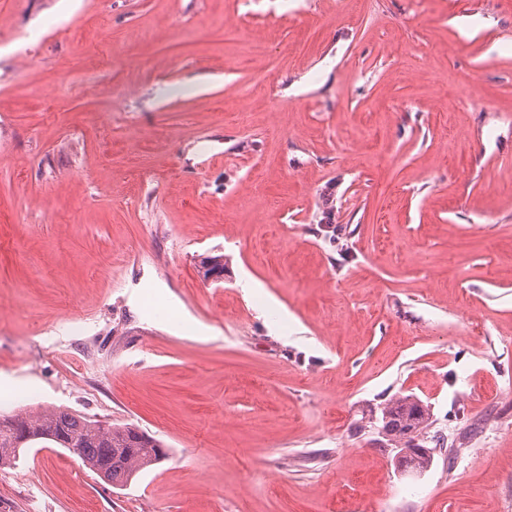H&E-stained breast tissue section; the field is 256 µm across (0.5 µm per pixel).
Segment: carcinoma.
Instances as JSON below:
<instances>
[{"label":"carcinoma","instance_id":"obj_1","mask_svg":"<svg viewBox=\"0 0 512 512\" xmlns=\"http://www.w3.org/2000/svg\"><path fill=\"white\" fill-rule=\"evenodd\" d=\"M428 410L409 396L390 399L380 406L376 433L387 446L436 448L445 445L440 432H431ZM63 448L76 456L82 467L104 483L129 485L144 468L165 456L162 444L137 427L103 423L62 407L30 414L19 410L0 413V466L15 464L31 448Z\"/></svg>","mask_w":512,"mask_h":512}]
</instances>
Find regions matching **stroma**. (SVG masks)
Segmentation results:
<instances>
[{
  "mask_svg": "<svg viewBox=\"0 0 512 512\" xmlns=\"http://www.w3.org/2000/svg\"><path fill=\"white\" fill-rule=\"evenodd\" d=\"M407 395L420 474L360 427ZM50 404L166 455L31 449L14 512H512V0H0V411Z\"/></svg>",
  "mask_w": 512,
  "mask_h": 512,
  "instance_id": "stroma-1",
  "label": "stroma"
}]
</instances>
